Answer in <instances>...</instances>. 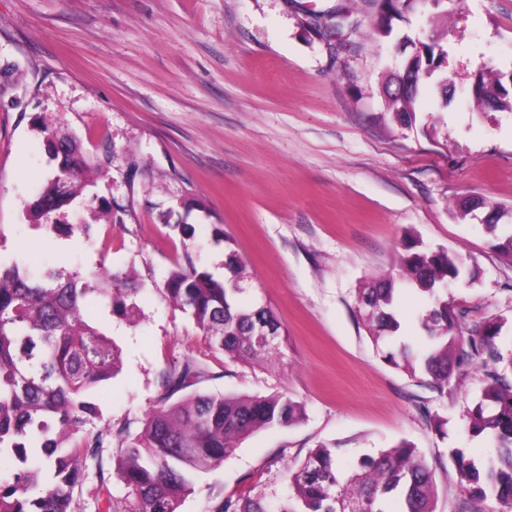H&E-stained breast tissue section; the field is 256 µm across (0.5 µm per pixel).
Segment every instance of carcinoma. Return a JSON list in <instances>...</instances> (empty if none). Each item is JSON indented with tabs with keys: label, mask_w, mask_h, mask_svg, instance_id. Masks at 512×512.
Instances as JSON below:
<instances>
[{
	"label": "carcinoma",
	"mask_w": 512,
	"mask_h": 512,
	"mask_svg": "<svg viewBox=\"0 0 512 512\" xmlns=\"http://www.w3.org/2000/svg\"><path fill=\"white\" fill-rule=\"evenodd\" d=\"M365 2L391 21L416 11L425 0ZM446 56L445 46L433 38L420 43L406 62L418 81L438 78L446 94L443 67H427ZM470 93L480 106L493 100L512 110V95L498 77L490 86L479 72ZM419 95L418 89L401 95L394 91L387 107L409 121ZM44 133L56 173L27 208L28 221L36 227L83 194L92 167L74 136L53 126ZM487 228L494 248L512 261V229ZM398 267L433 300L425 319L426 343L416 348L402 343L386 351L381 347L401 329L392 275L371 279L358 290L359 315L385 361L429 378L440 393L452 387L462 368L479 375L481 392L468 410V429L490 440L493 456L482 471L466 460L464 449H448L467 491L456 512H486L490 496L501 512H512V371L498 367L503 356L496 338L502 321L490 318L467 336L459 332L465 311L438 294L464 275L458 255L410 245L399 256ZM225 269L230 276L219 280L187 254L169 271L162 292L200 329L211 350L245 361L266 358L276 347L255 329L262 324L278 331L280 323L270 308L239 302L245 292L244 268L232 251ZM140 292L141 285L125 272L103 270L92 281L78 275L62 281L49 271L36 280L16 264H0V465L8 464V478L0 479V512H74L90 460L97 465L95 494L102 512H178L196 473L220 465L249 433L291 424L305 413L301 404L278 394L191 393L208 370L185 355L161 371L163 393L140 432L121 428L114 433L110 424L96 427L101 412L93 393L117 373L121 349L86 319L85 300L95 293L112 313L130 317ZM178 393L181 398L172 401ZM114 437L119 442L115 470L128 489L121 511L114 508L102 458V449ZM288 483L294 497L283 500L278 512H387L391 498L400 501L401 512H436L435 471L406 442L364 459L349 473L336 449L321 444L288 472ZM206 512L267 510L257 499L225 497L212 501Z\"/></svg>",
	"instance_id": "carcinoma-1"
}]
</instances>
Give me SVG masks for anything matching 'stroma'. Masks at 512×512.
Wrapping results in <instances>:
<instances>
[{
  "instance_id": "1",
  "label": "stroma",
  "mask_w": 512,
  "mask_h": 512,
  "mask_svg": "<svg viewBox=\"0 0 512 512\" xmlns=\"http://www.w3.org/2000/svg\"><path fill=\"white\" fill-rule=\"evenodd\" d=\"M442 7L447 21L427 2L385 37L365 0H0V262L36 279L112 269L143 286L134 318L96 297L85 307L122 349L120 373L96 393L103 423L140 431L160 370L186 354L209 367L200 392L282 394L305 408L241 439L179 512H205L218 494L275 512L289 469L322 442L348 469L409 442L436 472V512L461 497L449 448L487 464L490 441L467 431L478 378L461 374L443 394L395 369L356 302L361 281L393 272L404 241L448 250L468 271L447 287L463 328L502 319L498 344L512 358V263L484 223L498 206L512 225V111L470 95L480 67L512 71V0ZM327 11L347 15L341 34L319 28ZM437 34L451 89L428 87L415 123L399 125L383 87ZM46 126L74 133L94 167L84 194L38 228L26 206L56 171ZM471 196L485 207L460 216ZM57 224L89 231L65 237ZM186 248L219 278L235 251L249 276L241 301L274 312L281 357L212 353L161 291ZM429 306L400 284L404 340L424 339Z\"/></svg>"
}]
</instances>
